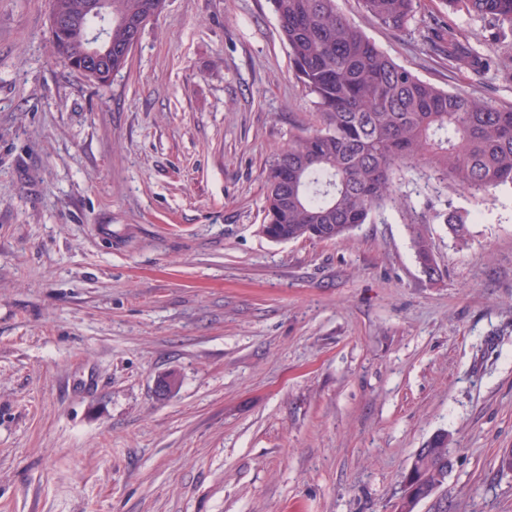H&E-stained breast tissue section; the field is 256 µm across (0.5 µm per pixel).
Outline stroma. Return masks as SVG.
Instances as JSON below:
<instances>
[{
	"instance_id": "1",
	"label": "stroma",
	"mask_w": 512,
	"mask_h": 512,
	"mask_svg": "<svg viewBox=\"0 0 512 512\" xmlns=\"http://www.w3.org/2000/svg\"><path fill=\"white\" fill-rule=\"evenodd\" d=\"M337 5L422 80L512 107V31ZM48 14L0 0V512H391L442 429L451 512H512V193L414 177L429 223L270 241L265 163L317 114L268 0H167L105 86L52 55ZM432 20L499 68L450 67Z\"/></svg>"
}]
</instances>
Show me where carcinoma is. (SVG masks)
<instances>
[{"mask_svg": "<svg viewBox=\"0 0 512 512\" xmlns=\"http://www.w3.org/2000/svg\"><path fill=\"white\" fill-rule=\"evenodd\" d=\"M63 32L49 33L53 52L79 71L87 0H52ZM381 24L402 31L416 14L417 0H361ZM287 44L295 77L313 97L319 125L292 136L265 169L267 189L262 233L272 241H333L350 235L386 204L405 223L424 224L403 193L409 172L424 165L430 177L474 197L512 189V109L450 92L426 82L380 50L338 10L337 0H269ZM512 29V0H443ZM166 0H112V70L128 63L123 49L132 38L130 21L157 19ZM448 62L476 71L493 60L463 46V34L448 25L439 35ZM453 440L438 431L416 451L410 468L422 492L441 488Z\"/></svg>", "mask_w": 512, "mask_h": 512, "instance_id": "1", "label": "carcinoma"}]
</instances>
